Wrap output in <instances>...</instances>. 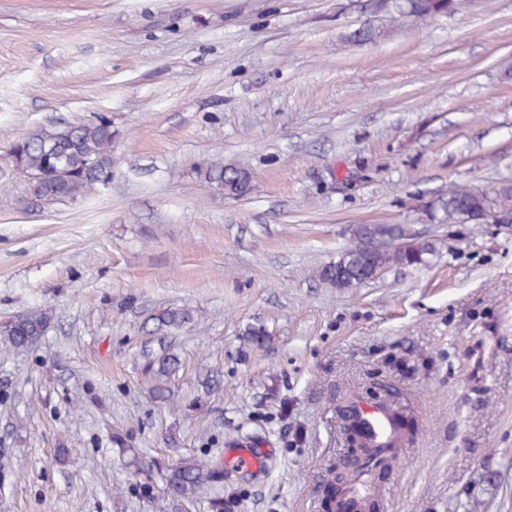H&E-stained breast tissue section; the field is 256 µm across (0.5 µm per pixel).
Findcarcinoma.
Wrapping results in <instances>:
<instances>
[{
	"label": "carcinoma",
	"mask_w": 512,
	"mask_h": 512,
	"mask_svg": "<svg viewBox=\"0 0 512 512\" xmlns=\"http://www.w3.org/2000/svg\"><path fill=\"white\" fill-rule=\"evenodd\" d=\"M464 0H396L393 10L400 16L434 17L454 12ZM112 122L101 116L94 121L50 125L16 139L10 149L16 170L29 185L34 197L48 201L74 200L95 184H110L112 171ZM210 180L233 197L249 190V173L236 166L215 165ZM427 219L436 224H488L496 220L497 207L487 194L465 186H453L448 194L423 206ZM356 241L339 258L319 270V279L333 288H354L376 278L391 265L413 266L425 262L434 253L429 242H418L404 230L388 224H362L355 229ZM404 238L398 247L380 246L382 239ZM196 310L170 307L156 315L159 327L180 330L198 321ZM51 317L46 313L20 315L0 327V336L17 348H27L45 335ZM180 360L166 350L149 359L144 370L154 383L158 400L173 397L171 378L179 371ZM344 419L357 431L360 445L370 443L357 421L355 398L343 408ZM164 492L174 499H194L205 489L224 485V465L207 458L173 459L161 466Z\"/></svg>",
	"instance_id": "obj_1"
}]
</instances>
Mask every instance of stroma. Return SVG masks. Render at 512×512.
Here are the masks:
<instances>
[{
  "instance_id": "stroma-1",
  "label": "stroma",
  "mask_w": 512,
  "mask_h": 512,
  "mask_svg": "<svg viewBox=\"0 0 512 512\" xmlns=\"http://www.w3.org/2000/svg\"><path fill=\"white\" fill-rule=\"evenodd\" d=\"M366 24L381 37L351 41ZM100 116L112 185L33 197L13 141ZM219 162L248 195L209 180ZM505 184L512 0L396 22L377 0H0V323L51 317L0 340V512H208L126 470L116 433L161 462L257 443L262 471L224 481L235 512H325L353 393L412 433L384 512H512V223L421 210ZM360 224L436 253L327 286ZM170 306L202 319L156 330ZM164 349L183 366L159 401L143 366ZM209 178L224 189V192L233 197L245 195L250 186L249 173L241 167L215 165L209 170ZM51 317L44 313L20 315L1 326L0 335L17 348H27L45 335Z\"/></svg>"
}]
</instances>
